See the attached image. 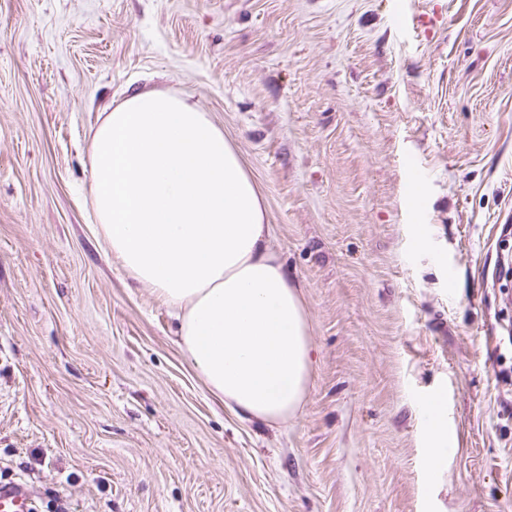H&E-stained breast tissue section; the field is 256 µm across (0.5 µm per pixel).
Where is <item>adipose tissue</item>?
I'll return each mask as SVG.
<instances>
[{
	"instance_id": "ef3b65f1",
	"label": "adipose tissue",
	"mask_w": 512,
	"mask_h": 512,
	"mask_svg": "<svg viewBox=\"0 0 512 512\" xmlns=\"http://www.w3.org/2000/svg\"><path fill=\"white\" fill-rule=\"evenodd\" d=\"M90 160L108 251L172 310L178 344L208 391L246 419L286 422L310 381L307 317L264 200L223 130L183 96L140 91L96 125ZM425 414L432 476L448 441L443 397Z\"/></svg>"
}]
</instances>
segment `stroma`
I'll list each match as a JSON object with an SVG mask.
<instances>
[{
  "mask_svg": "<svg viewBox=\"0 0 512 512\" xmlns=\"http://www.w3.org/2000/svg\"><path fill=\"white\" fill-rule=\"evenodd\" d=\"M142 88L264 198L313 357L276 427L98 232L91 133ZM510 253L512 0H0V483L33 512H512ZM425 414L428 418L427 431L433 443L438 447L446 446L448 442V423L445 402L440 394L427 402Z\"/></svg>",
  "mask_w": 512,
  "mask_h": 512,
  "instance_id": "stroma-1",
  "label": "stroma"
}]
</instances>
